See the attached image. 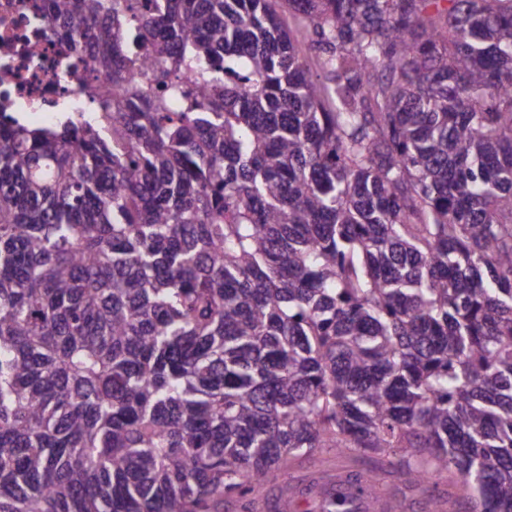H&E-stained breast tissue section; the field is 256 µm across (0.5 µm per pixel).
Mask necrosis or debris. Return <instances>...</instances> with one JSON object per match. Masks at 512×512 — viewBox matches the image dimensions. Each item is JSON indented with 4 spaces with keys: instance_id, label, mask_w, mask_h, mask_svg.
<instances>
[{
    "instance_id": "necrosis-or-debris-1",
    "label": "necrosis or debris",
    "mask_w": 512,
    "mask_h": 512,
    "mask_svg": "<svg viewBox=\"0 0 512 512\" xmlns=\"http://www.w3.org/2000/svg\"><path fill=\"white\" fill-rule=\"evenodd\" d=\"M43 0H0V109L46 126L61 113L92 117L99 110L83 89L103 81L90 58L63 69L65 48L46 27Z\"/></svg>"
}]
</instances>
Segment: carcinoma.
Returning <instances> with one entry per match:
<instances>
[{"mask_svg":"<svg viewBox=\"0 0 512 512\" xmlns=\"http://www.w3.org/2000/svg\"><path fill=\"white\" fill-rule=\"evenodd\" d=\"M44 8L112 82L0 111V512H217L318 448L512 512V0Z\"/></svg>","mask_w":512,"mask_h":512,"instance_id":"cac0c4a2","label":"carcinoma"}]
</instances>
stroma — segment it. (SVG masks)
Wrapping results in <instances>:
<instances>
[{
  "label": "stroma",
  "mask_w": 512,
  "mask_h": 512,
  "mask_svg": "<svg viewBox=\"0 0 512 512\" xmlns=\"http://www.w3.org/2000/svg\"><path fill=\"white\" fill-rule=\"evenodd\" d=\"M355 473L377 478L376 493L360 512H430L434 498L441 503L440 512H470L458 476L443 473L429 484L414 486L387 454L339 453L331 448L294 460L250 497L225 496L223 512H318L324 492Z\"/></svg>",
  "instance_id": "obj_1"
}]
</instances>
